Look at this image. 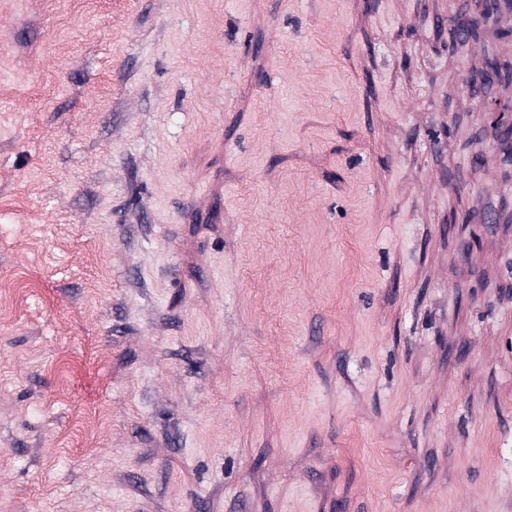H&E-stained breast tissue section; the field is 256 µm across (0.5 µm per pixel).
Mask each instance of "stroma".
Here are the masks:
<instances>
[{"mask_svg":"<svg viewBox=\"0 0 512 512\" xmlns=\"http://www.w3.org/2000/svg\"><path fill=\"white\" fill-rule=\"evenodd\" d=\"M0 0V512H512V19ZM487 121L498 130L512 128V106L508 103L494 102L484 106Z\"/></svg>","mask_w":512,"mask_h":512,"instance_id":"obj_1","label":"stroma"}]
</instances>
